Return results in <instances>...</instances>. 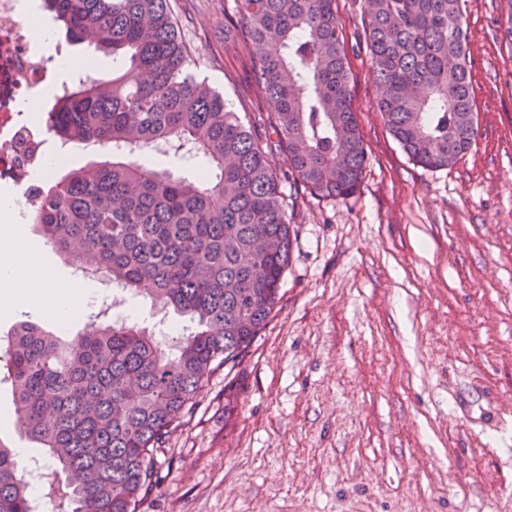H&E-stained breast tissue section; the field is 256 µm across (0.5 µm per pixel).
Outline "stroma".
<instances>
[{
    "label": "stroma",
    "instance_id": "1",
    "mask_svg": "<svg viewBox=\"0 0 512 512\" xmlns=\"http://www.w3.org/2000/svg\"><path fill=\"white\" fill-rule=\"evenodd\" d=\"M197 71L261 112L224 45L233 0H170ZM366 0H336L367 161L322 199L272 158L294 229L274 317L217 371L156 458L145 512H512V40L501 0H466L478 135L414 164L377 108ZM80 75L121 60L57 35ZM233 384L232 413L224 386ZM0 438L42 457L0 384Z\"/></svg>",
    "mask_w": 512,
    "mask_h": 512
}]
</instances>
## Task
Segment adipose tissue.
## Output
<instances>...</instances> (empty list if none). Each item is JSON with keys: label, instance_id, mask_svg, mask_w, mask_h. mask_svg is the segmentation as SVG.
Segmentation results:
<instances>
[{"label": "adipose tissue", "instance_id": "adipose-tissue-1", "mask_svg": "<svg viewBox=\"0 0 512 512\" xmlns=\"http://www.w3.org/2000/svg\"><path fill=\"white\" fill-rule=\"evenodd\" d=\"M17 214L13 199L0 200V221L12 228L10 234L0 236V311H9L22 303L21 290L34 278L40 288L38 308L48 311L57 322L68 323L86 290L78 281L54 277L43 255L27 245Z\"/></svg>", "mask_w": 512, "mask_h": 512}]
</instances>
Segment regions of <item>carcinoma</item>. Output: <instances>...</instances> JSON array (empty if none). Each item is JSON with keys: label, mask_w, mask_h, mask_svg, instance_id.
Wrapping results in <instances>:
<instances>
[{"label": "carcinoma", "mask_w": 512, "mask_h": 512, "mask_svg": "<svg viewBox=\"0 0 512 512\" xmlns=\"http://www.w3.org/2000/svg\"><path fill=\"white\" fill-rule=\"evenodd\" d=\"M464 2L367 0L378 110L424 168L454 164L477 135ZM235 3L224 41L241 46L268 106L256 118L227 109L197 75L169 0H44L69 41L125 67L80 80L46 113L62 144L108 146L112 162L40 191L34 222L76 269L187 323L166 348L108 316L70 339L29 317L0 339V381L55 463V512H142L157 453L276 311L292 233L270 157L323 199L360 182L366 153L336 0ZM170 153L206 170L180 177L146 162ZM0 512H33L22 462L1 440Z\"/></svg>", "instance_id": "1"}]
</instances>
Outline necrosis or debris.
<instances>
[{
	"instance_id": "4bbe7bcc",
	"label": "necrosis or debris",
	"mask_w": 512,
	"mask_h": 512,
	"mask_svg": "<svg viewBox=\"0 0 512 512\" xmlns=\"http://www.w3.org/2000/svg\"><path fill=\"white\" fill-rule=\"evenodd\" d=\"M19 0H0V180L20 193L19 216L31 218L38 203L33 177L46 160L47 132L29 121L26 101L47 93L62 95L54 63L25 34Z\"/></svg>"
}]
</instances>
